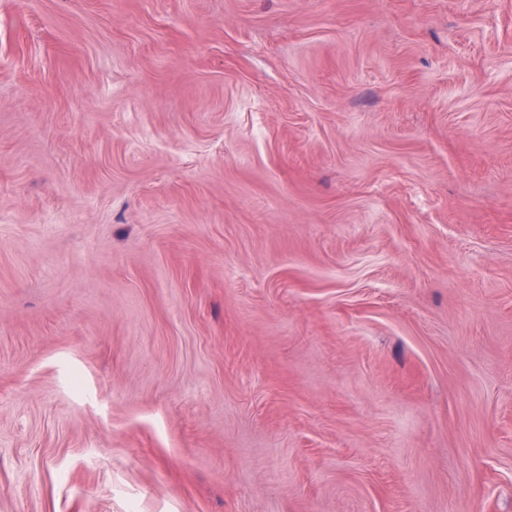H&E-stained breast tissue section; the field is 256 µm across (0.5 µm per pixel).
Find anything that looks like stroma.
I'll list each match as a JSON object with an SVG mask.
<instances>
[{"label":"stroma","mask_w":512,"mask_h":512,"mask_svg":"<svg viewBox=\"0 0 512 512\" xmlns=\"http://www.w3.org/2000/svg\"><path fill=\"white\" fill-rule=\"evenodd\" d=\"M0 512H512V0H0Z\"/></svg>","instance_id":"obj_1"}]
</instances>
